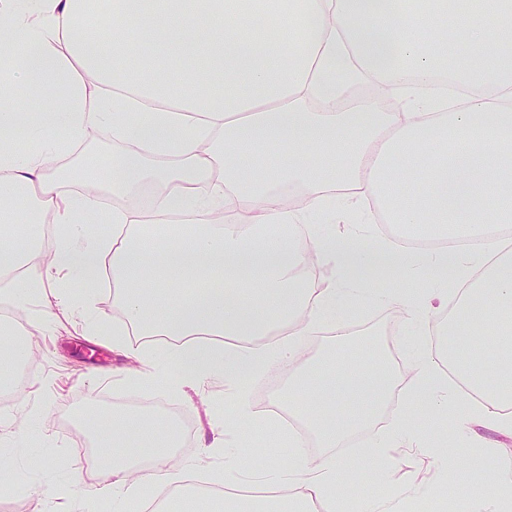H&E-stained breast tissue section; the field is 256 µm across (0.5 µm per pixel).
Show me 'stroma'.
I'll use <instances>...</instances> for the list:
<instances>
[{
  "mask_svg": "<svg viewBox=\"0 0 512 512\" xmlns=\"http://www.w3.org/2000/svg\"><path fill=\"white\" fill-rule=\"evenodd\" d=\"M13 310L28 329L35 355L24 377V392L9 405H0V457L18 464L11 488L0 489V512H54L59 504L56 489L70 480L76 464L86 461L76 431L83 410L89 401L106 396L115 397L111 410L117 414L124 411L118 398L135 395L190 418L192 428L179 458L192 465V486L217 487L228 463L244 474L261 470L260 457L243 451L245 437L235 427L224 433L233 457L210 447L215 418L229 420L235 413L238 384L218 379L200 390L178 385L174 371L155 374L152 365L136 363L131 351L118 353L105 342L82 335L72 318L38 297L14 305ZM341 327L354 338L364 361H371L376 346H383L401 386L412 387L415 351L405 336L400 307L357 300ZM465 434L457 414H441L425 434V447L389 448L383 461L361 463L356 494L382 498L399 492L422 510L429 503L426 487L438 470L427 444L442 439L452 446ZM490 465L487 457L471 452L449 467L447 486L455 500L464 502L487 493Z\"/></svg>",
  "mask_w": 512,
  "mask_h": 512,
  "instance_id": "1",
  "label": "stroma"
}]
</instances>
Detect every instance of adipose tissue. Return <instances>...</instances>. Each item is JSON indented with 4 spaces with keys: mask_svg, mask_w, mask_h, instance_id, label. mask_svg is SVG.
Here are the masks:
<instances>
[{
    "mask_svg": "<svg viewBox=\"0 0 512 512\" xmlns=\"http://www.w3.org/2000/svg\"><path fill=\"white\" fill-rule=\"evenodd\" d=\"M110 2L105 23L92 0H0V55L21 61L0 71V302L51 299L96 336L82 299L111 275L123 316L113 348L132 335L168 337L179 382L198 388L295 360L300 337L335 323L365 279L418 326L457 284L459 315L492 314V345L449 324L447 367L419 354L400 418L365 456L380 460L450 406L463 425L512 437V251L497 244L512 228V0H472L453 18L446 0H151L146 12L137 0ZM453 47L465 67L437 63ZM340 72L395 93L399 108L371 99L337 111ZM308 100L322 111H307ZM101 131L124 145L109 165L86 154L78 175L49 169ZM145 190L146 207L112 210L100 229L102 192ZM350 203L415 240L431 226L438 245L370 248L322 234L314 216ZM326 265L337 282L314 276ZM281 329L288 342L258 345ZM349 348L339 334L272 399L324 454L308 458L302 433L289 432L287 470L268 457L263 493L228 491L224 512H290L292 500L324 498L337 512H407L398 493L336 494L351 475L336 448L397 382L387 366L351 363ZM83 424L111 512H130L142 488L160 483L179 491L167 512H193L187 468L167 453L168 420L130 412L110 423L93 405ZM132 436L153 448L147 466L131 463ZM466 445L496 472L493 492L467 512H512V463L492 442Z\"/></svg>",
    "mask_w": 512,
    "mask_h": 512,
    "instance_id": "adipose-tissue-1",
    "label": "adipose tissue"
}]
</instances>
